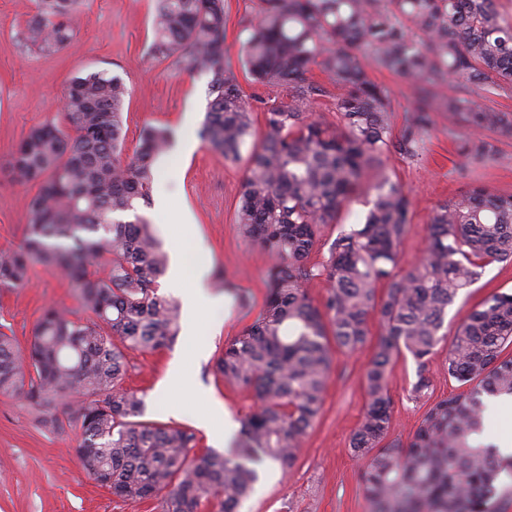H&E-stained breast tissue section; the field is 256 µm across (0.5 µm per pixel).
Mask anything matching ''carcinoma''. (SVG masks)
Masks as SVG:
<instances>
[{
  "label": "carcinoma",
  "mask_w": 512,
  "mask_h": 512,
  "mask_svg": "<svg viewBox=\"0 0 512 512\" xmlns=\"http://www.w3.org/2000/svg\"><path fill=\"white\" fill-rule=\"evenodd\" d=\"M24 39L52 55L72 45L84 0H36ZM241 21V60L256 86L286 85L288 100L242 94L225 54L224 0H154L149 54L173 56L210 76L197 135L237 161L253 149L236 223L276 259L259 318L217 357L224 382L253 393L239 451L193 453V432L142 420L143 396L125 389L127 352L156 351L178 336L180 304L158 293L168 253L154 225L138 214L157 181L156 161L170 152L162 127L143 131L124 152L125 83L104 71L75 76L65 94L66 129L33 126L11 154L8 174L38 187L22 240L0 250V288L28 284L36 265L60 270L76 288L84 318L47 306L27 348L0 330V395L20 396L53 431L78 429L87 476L125 500H155L159 512H236L260 475L253 454L282 467L298 458L319 418L333 355L370 345L366 402L350 449L365 461L370 512H499L509 492L501 474L512 456L482 439L490 398L512 397V292L488 296L448 337V308L480 269L512 261V195L474 186L437 205L427 245L402 277L395 269L411 222L409 195L377 181L364 219L342 229L317 268L310 255L327 224L362 186L381 157L414 156L432 113L442 110L471 130L463 153L499 157L483 131L512 133V112L481 102V92L512 88V22L496 0H261ZM314 67L342 88L340 124L313 117L328 94L310 80ZM405 78L413 99L401 133L392 134V98L368 70ZM133 213L134 219L118 216ZM325 276L322 305L306 283ZM386 286L377 295V285ZM379 322L372 333L373 320ZM448 341V377L466 390L434 404L406 446L383 444L391 423L388 368L408 353L414 392L429 389L426 368Z\"/></svg>",
  "instance_id": "carcinoma-1"
}]
</instances>
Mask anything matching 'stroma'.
I'll use <instances>...</instances> for the list:
<instances>
[{
  "label": "stroma",
  "instance_id": "obj_1",
  "mask_svg": "<svg viewBox=\"0 0 512 512\" xmlns=\"http://www.w3.org/2000/svg\"><path fill=\"white\" fill-rule=\"evenodd\" d=\"M152 0H85L72 46L51 56L24 48L20 33L36 11V0H0V248L15 246L26 227L34 187L11 182L6 165L11 152L31 127L61 122V104L70 80L84 71H105L127 86L126 151L139 144L141 130L151 124L169 128L174 140L189 138L196 147L189 157L171 152L157 162L155 193L180 202L187 223L168 225L159 203L140 208L155 224L168 252L183 251L187 262H205L207 271L223 268L227 288L213 287L224 297L223 311L199 312L182 320L176 341L156 352H132L122 385L144 396L147 421L192 429L196 450L217 443L195 422L196 413L222 410L241 420L255 407L250 391L230 386L216 375L214 362L224 346L260 315L267 294L273 256L244 238L236 223L239 194L247 159L232 162L198 142L204 118L209 77L185 70L176 59L163 62L149 55ZM259 0H224L226 61L245 94L287 99L284 86L254 88L239 61L240 20L257 10ZM190 125H183L185 113ZM417 156L382 157L368 172L358 194L343 205L338 221L326 225L310 261L319 265L340 227L358 223L367 210L372 186L388 175L409 193L412 219L401 247L397 275L407 274L426 245L432 211L474 185L498 195H512V134L492 133L499 149L496 160L467 163L462 153L466 132L444 112L432 115ZM512 291V263H493L476 283L449 307L444 333L454 334L461 318L490 294ZM53 305L84 316L74 288L59 270L35 266L29 283L0 290V325L12 329L27 346L44 307ZM446 344H439L428 364L429 390L414 396L417 365L411 356L396 359L390 369L392 399L388 441L408 444L424 413L434 403L459 393L444 367ZM370 351L339 354L324 395L323 411L308 434L295 464L275 469L259 481L239 512H369L361 482L362 463L349 450L350 437L365 405L364 373ZM181 361L191 387L165 388L173 361ZM77 432H54L39 425L35 413L18 396H0V512H155L154 501L118 498L90 480L76 451Z\"/></svg>",
  "mask_w": 512,
  "mask_h": 512
}]
</instances>
